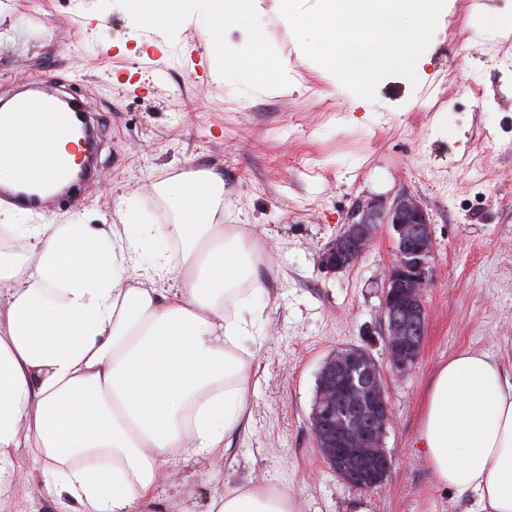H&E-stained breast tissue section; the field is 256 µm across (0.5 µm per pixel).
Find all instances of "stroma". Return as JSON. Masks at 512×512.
<instances>
[{"mask_svg":"<svg viewBox=\"0 0 512 512\" xmlns=\"http://www.w3.org/2000/svg\"><path fill=\"white\" fill-rule=\"evenodd\" d=\"M273 5L227 25L223 62L198 74L187 63L195 28H139L121 0H0V95L54 80L94 107L102 132L97 182L21 221L164 226L176 214L159 185L214 166L225 223L254 237L265 290L241 303L259 313L246 340L250 422L220 461L173 458L158 512H206L225 488L261 477L302 512H467V497L433 486L415 441L442 362L470 348L512 374V33L484 25L511 16L512 0H446L417 82L388 77L371 100L310 60ZM258 52L278 66L264 81L243 66ZM403 192L432 219L427 335L412 371L384 372L394 465L382 487L359 491L316 453L310 413L331 352L384 358L395 232L380 225L337 274L318 256L358 207ZM0 512H58L41 467L23 462Z\"/></svg>","mask_w":512,"mask_h":512,"instance_id":"35a3bbf8","label":"stroma"}]
</instances>
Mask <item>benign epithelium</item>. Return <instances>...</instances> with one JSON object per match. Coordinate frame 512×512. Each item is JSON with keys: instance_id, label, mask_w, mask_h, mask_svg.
<instances>
[{"instance_id": "1", "label": "benign epithelium", "mask_w": 512, "mask_h": 512, "mask_svg": "<svg viewBox=\"0 0 512 512\" xmlns=\"http://www.w3.org/2000/svg\"><path fill=\"white\" fill-rule=\"evenodd\" d=\"M378 224L397 234L395 258L385 274L383 344L387 364L400 374L417 364L427 326L424 304L429 260L434 252L432 220L415 197L398 194L390 204H373L320 253L330 272L352 266L369 247ZM393 413L383 370L366 350L345 347L328 356L317 377L311 425L325 464L358 490L383 486L392 467L384 438Z\"/></svg>"}]
</instances>
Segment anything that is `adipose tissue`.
<instances>
[{
  "label": "adipose tissue",
  "mask_w": 512,
  "mask_h": 512,
  "mask_svg": "<svg viewBox=\"0 0 512 512\" xmlns=\"http://www.w3.org/2000/svg\"><path fill=\"white\" fill-rule=\"evenodd\" d=\"M0 136V182L75 164L71 137L19 148ZM220 172L178 175L176 250L143 259L122 224H0V497L17 460L44 461L64 512H151L169 457L224 456L245 418L252 327L237 301L262 291L258 253L224 230ZM421 454L470 512H512V375L483 352L443 362L427 391ZM266 482L207 512H299Z\"/></svg>",
  "instance_id": "adipose-tissue-1"
}]
</instances>
